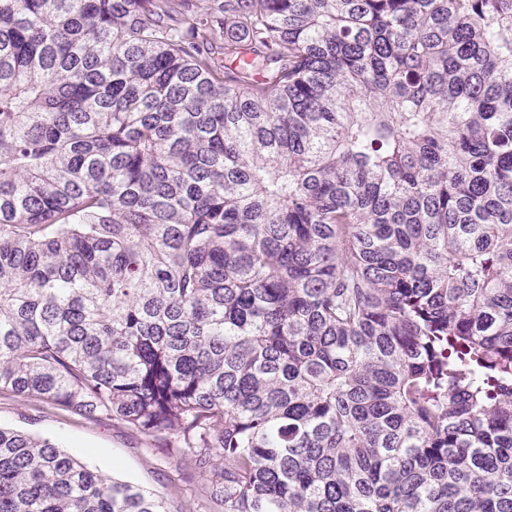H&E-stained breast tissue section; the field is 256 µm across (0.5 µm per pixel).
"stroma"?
<instances>
[{
  "label": "stroma",
  "instance_id": "1",
  "mask_svg": "<svg viewBox=\"0 0 512 512\" xmlns=\"http://www.w3.org/2000/svg\"><path fill=\"white\" fill-rule=\"evenodd\" d=\"M0 426L51 439L100 473L161 496L169 512H214L200 480L186 478L168 451L119 423L39 412L27 401L1 397Z\"/></svg>",
  "mask_w": 512,
  "mask_h": 512
}]
</instances>
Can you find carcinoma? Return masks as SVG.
I'll return each mask as SVG.
<instances>
[{"label":"carcinoma","instance_id":"cac0c4a2","mask_svg":"<svg viewBox=\"0 0 512 512\" xmlns=\"http://www.w3.org/2000/svg\"><path fill=\"white\" fill-rule=\"evenodd\" d=\"M221 512H512V0H0V396ZM0 512H169L0 427ZM0 426L51 439L100 473L161 496L170 512H213L199 479L186 478L175 459L152 439L112 421H92L29 402L0 398Z\"/></svg>","mask_w":512,"mask_h":512}]
</instances>
